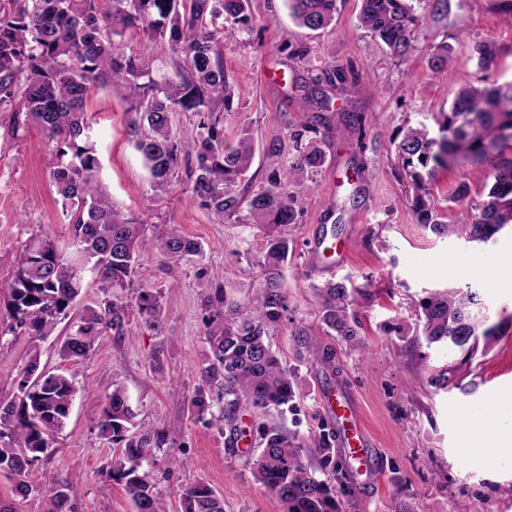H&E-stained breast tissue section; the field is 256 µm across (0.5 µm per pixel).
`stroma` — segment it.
Here are the masks:
<instances>
[{
    "label": "stroma",
    "mask_w": 512,
    "mask_h": 512,
    "mask_svg": "<svg viewBox=\"0 0 512 512\" xmlns=\"http://www.w3.org/2000/svg\"><path fill=\"white\" fill-rule=\"evenodd\" d=\"M494 0H449L448 16L422 12L415 29L419 53L402 60L359 29V0H338L333 28L312 32L296 26L286 0H252L247 31L223 43L224 69L234 92L224 115V139L236 142L250 130L257 152L250 173L253 188L263 184L269 142L286 138L290 127L310 120L304 96L312 78L329 65L353 66L357 79L338 94V110L364 116L352 129L333 122L323 149L325 165L314 173L299 223L283 227L294 245L283 290L288 312L271 328L269 342L299 386L296 412L266 416L308 440L325 416L324 393L352 398L357 421L370 441L372 463L356 480L360 486L351 512H512V455L489 454L484 439L472 436L479 412L498 410L501 428L512 429V288L500 283L512 268V226L486 243L427 237L405 201L409 185L393 165L389 134L409 122L434 126L461 86L512 83V23L492 9ZM447 41L451 63L433 70L425 47ZM495 43V67L480 69L475 47ZM307 47L302 57L290 46ZM127 105L111 90H99L92 105V128L102 162L101 180L113 202L144 224H165L197 242L200 255L175 260L149 250L132 278L134 287L158 292L161 326L149 328L131 316L123 336L106 332L85 360L70 363L58 350L73 330L74 314L100 303L95 272L72 316L38 338L19 330L0 336V403L17 391L30 362L40 369L74 375L77 394L57 451L28 475L32 485L66 481L78 512H135L125 487L108 470L116 454L100 437L98 419L113 386L124 388L137 433H166L172 450H159L152 469L167 512H181L188 487L204 483L224 499V512H283L282 503L256 482L250 460L259 447L245 437L236 447L227 432L199 422L190 399L201 385L209 354L204 336L203 301L217 289L244 298L257 286L255 262L265 246L257 226L227 220L201 209L186 177L173 179L167 192H154L141 156L127 139ZM53 145L30 126H15L12 112H0V283L17 269L25 244L42 233L70 240L71 228L56 201L50 177ZM468 183L479 201L481 168L438 172L429 189L446 222L458 207L449 198ZM350 278L356 288L353 311L361 344L350 347L327 335L317 315L316 285ZM480 289L492 322L505 332L486 354L462 367L472 394L429 386L432 375L456 363L441 345L416 336L414 303L424 292L448 287ZM306 332L297 348L294 328ZM336 349L337 373L314 359L323 347Z\"/></svg>",
    "instance_id": "obj_1"
}]
</instances>
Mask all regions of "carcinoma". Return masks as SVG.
I'll return each mask as SVG.
<instances>
[{
	"mask_svg": "<svg viewBox=\"0 0 512 512\" xmlns=\"http://www.w3.org/2000/svg\"><path fill=\"white\" fill-rule=\"evenodd\" d=\"M358 27L379 39L389 53L406 59L419 51L414 35L423 7L436 16L448 14V0H359ZM294 23L311 31L332 26L337 0H287ZM251 0H7L0 7V107H18L24 123L42 131L54 143L51 178L62 212L71 226L72 242L61 245L49 234L33 237L23 248L17 269L0 286V315L7 331L26 329L47 336L55 321L70 313L84 288V273L92 267L101 277L106 298L88 306L74 333L60 348L61 358L86 359L100 336H122L131 304L125 291L148 248L172 258L200 253V247L164 226L146 234L145 224L118 210L104 189L102 163L88 117L92 94L100 88L130 102L126 132L142 156L153 188L164 191L186 161L185 174L192 197L219 217L232 218L245 207L248 217L262 225L265 247L256 260L262 281L252 297L238 299L216 293L204 301V335L210 349L202 369L204 385L191 400L194 413L208 424L229 428V442L240 429L239 417L261 410L265 414L293 407L295 370L284 365L267 342L268 329L288 311L281 288L293 243L280 227L299 223L300 197L312 175L323 167L321 129L331 126L325 107L313 120L288 130L291 149L280 140L265 147L270 159L264 186L250 191L248 172L255 146L249 131L236 144L224 142V112L232 108L231 86L224 72L222 40L238 33L235 25L250 21ZM134 30L149 42L166 46L174 55L171 71L157 75L140 57L118 51L116 39ZM430 66L449 67L448 44L432 45ZM479 65L491 66L497 46H477ZM355 81L349 66L331 65L314 79L332 86ZM191 113L198 119L195 136L174 129L173 115ZM438 132L423 124L408 125L391 139L395 165L410 183L411 210L416 222L437 238L451 236L486 243L512 224V84L461 88L451 110L435 118ZM461 163L484 170L483 200L473 205L463 184L455 202L467 206L458 223L443 221L427 183L440 170ZM350 279L314 286L321 323L340 340L358 345L359 322L350 313L354 304ZM138 314L150 326L160 322L159 295L138 289ZM416 335L428 344L447 346L471 361L480 344L502 335V324L487 325L486 305L470 287L436 289L415 308ZM460 366L430 378L435 387L459 386ZM77 392L74 376L38 371L30 363L17 393L0 405V474L19 480L28 495L36 490L46 512H75L70 487L64 481L32 486L25 481L43 457L56 450ZM220 413H212L213 405ZM132 413L120 386L107 396L99 435L120 455L110 464L112 479L125 484L135 512H165L157 480L143 462L164 447L162 432L132 434ZM259 452L252 459L255 480L283 504L284 512H345L353 508L358 486L347 458L336 453L339 428L322 419L309 443L277 426L253 423ZM320 456L322 472L315 477L304 447ZM182 512H224V499L210 486L198 483L185 490Z\"/></svg>",
	"mask_w": 512,
	"mask_h": 512,
	"instance_id": "carcinoma-1",
	"label": "carcinoma"
}]
</instances>
